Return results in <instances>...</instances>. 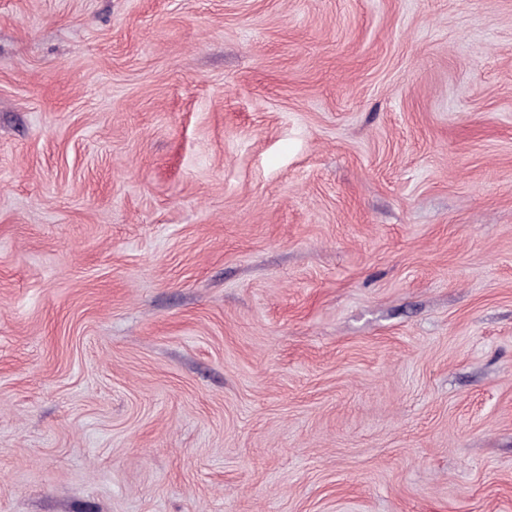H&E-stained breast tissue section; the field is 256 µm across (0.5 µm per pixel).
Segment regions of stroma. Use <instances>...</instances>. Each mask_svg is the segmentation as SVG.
Listing matches in <instances>:
<instances>
[{"instance_id": "obj_1", "label": "stroma", "mask_w": 512, "mask_h": 512, "mask_svg": "<svg viewBox=\"0 0 512 512\" xmlns=\"http://www.w3.org/2000/svg\"><path fill=\"white\" fill-rule=\"evenodd\" d=\"M0 512H512V0H0Z\"/></svg>"}]
</instances>
